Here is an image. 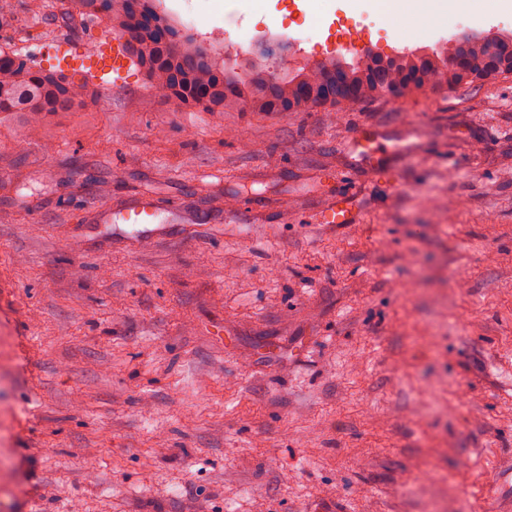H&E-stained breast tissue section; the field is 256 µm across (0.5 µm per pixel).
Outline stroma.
Wrapping results in <instances>:
<instances>
[{"label":"stroma","mask_w":512,"mask_h":512,"mask_svg":"<svg viewBox=\"0 0 512 512\" xmlns=\"http://www.w3.org/2000/svg\"><path fill=\"white\" fill-rule=\"evenodd\" d=\"M0 46L95 89L31 131L0 118V512H495L512 459V77L348 112H205L82 65L107 22L13 0ZM387 0H239L249 38L427 51L512 29L466 0L397 41ZM201 39L228 0H160ZM373 131L374 162L350 159ZM412 146L397 149L402 139ZM401 181L403 192L393 190ZM159 199L160 234L105 221ZM346 196L357 223H316Z\"/></svg>","instance_id":"obj_1"}]
</instances>
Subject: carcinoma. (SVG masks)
Here are the masks:
<instances>
[{
	"mask_svg": "<svg viewBox=\"0 0 512 512\" xmlns=\"http://www.w3.org/2000/svg\"><path fill=\"white\" fill-rule=\"evenodd\" d=\"M73 2L80 16L104 18L125 38V53L136 59L154 91L207 112H314L327 107L347 112L356 103L384 98L390 88L409 96L429 88L473 89L512 76V52L490 53L491 43H512V35L473 33L466 58L456 63L459 48L453 43L427 53L370 52L285 72L271 88L268 67L254 63L240 73L234 66L219 65L213 48L198 41L191 28L162 16L154 0ZM90 96L87 84L37 69L0 47V115L21 112L35 130L49 113L77 109Z\"/></svg>",
	"mask_w": 512,
	"mask_h": 512,
	"instance_id": "cac0c4a2",
	"label": "carcinoma"
}]
</instances>
